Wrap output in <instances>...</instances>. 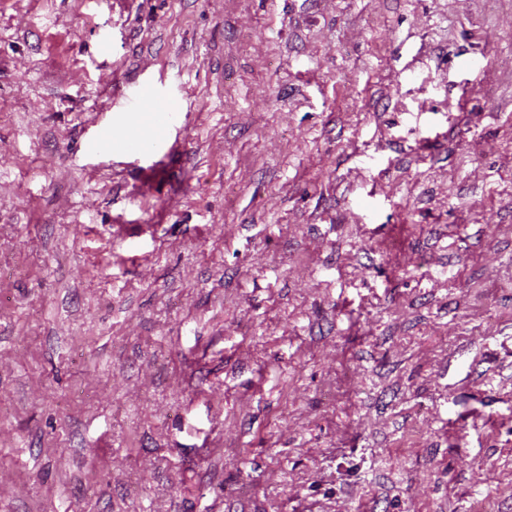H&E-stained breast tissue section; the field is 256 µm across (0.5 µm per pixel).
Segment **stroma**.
I'll list each match as a JSON object with an SVG mask.
<instances>
[{"instance_id": "stroma-1", "label": "stroma", "mask_w": 512, "mask_h": 512, "mask_svg": "<svg viewBox=\"0 0 512 512\" xmlns=\"http://www.w3.org/2000/svg\"><path fill=\"white\" fill-rule=\"evenodd\" d=\"M0 512H512V0H0ZM152 99L157 107V121L149 139L142 140L133 134L112 140L113 122L135 127L137 105L145 99ZM178 97L171 93H162L158 85L150 80L128 85L117 97L115 118L99 124L95 134L85 142L86 155L96 157L107 153H121L134 159V162L156 157L163 149L167 153L175 150L176 143L170 142V132L177 128L179 113L176 112Z\"/></svg>"}]
</instances>
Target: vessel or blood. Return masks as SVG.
Here are the masks:
<instances>
[{
	"label": "vessel or blood",
	"mask_w": 512,
	"mask_h": 512,
	"mask_svg": "<svg viewBox=\"0 0 512 512\" xmlns=\"http://www.w3.org/2000/svg\"><path fill=\"white\" fill-rule=\"evenodd\" d=\"M152 99L157 107V120L149 139L143 140L129 134L121 139H113L112 128L120 123L128 126L137 124V105L143 99ZM178 98L171 93L161 92L158 85L150 80H143L128 85L121 91L115 104L114 120L99 124L95 134L84 146L86 155L96 157L107 153H121L141 162L140 170L143 182H151L155 174L154 167L148 166V159L156 157L162 150H174L170 141V132L179 123L176 111Z\"/></svg>",
	"instance_id": "b4317fda"
}]
</instances>
